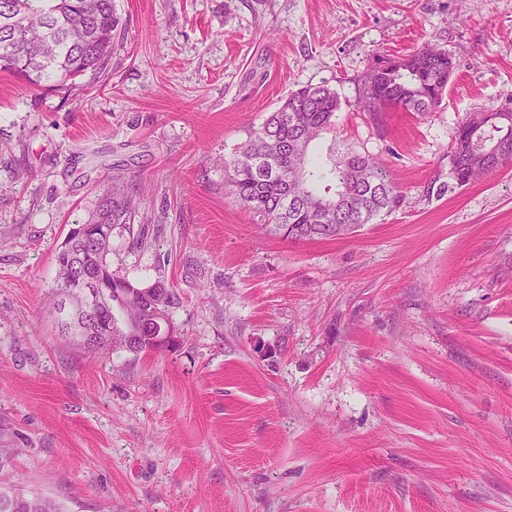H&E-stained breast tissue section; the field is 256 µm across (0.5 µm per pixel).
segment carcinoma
<instances>
[{
  "instance_id": "obj_1",
  "label": "carcinoma",
  "mask_w": 512,
  "mask_h": 512,
  "mask_svg": "<svg viewBox=\"0 0 512 512\" xmlns=\"http://www.w3.org/2000/svg\"><path fill=\"white\" fill-rule=\"evenodd\" d=\"M120 19L112 0H0V71L16 75L33 86L54 78L60 83L84 76L106 74ZM408 62L386 61L374 67L364 81L361 108L365 112H434L448 88V53L428 58L420 52ZM340 108L336 91L327 85H306L293 90L251 131L234 154L222 158L224 183L235 201L253 213L260 226L290 241L350 235L380 215L398 209L402 194L387 165L377 156L347 149L310 156L312 142L333 126ZM481 113L474 112L458 128L449 155L453 184L463 187L512 163V122L472 136ZM500 142L501 157L491 164L485 152L489 142ZM296 151L304 162L303 178L285 188L282 180L254 168L263 157L275 160L282 149ZM298 203L284 204L285 192ZM133 192L121 185L100 198L91 223L129 234L132 249L145 248L134 232ZM58 267L54 292L63 298L78 291L66 267L79 265L89 272L105 269L112 288L104 295L97 316L103 328L92 335L80 329L84 315L74 313L57 322L59 333L101 355L123 349L133 355L155 351L150 332L132 316L139 310L145 320L162 305V316L173 323L180 295L163 280L145 285L112 268V247L95 251L90 243L75 240L70 249L55 255ZM0 512H64L54 499L27 496L0 488Z\"/></svg>"
}]
</instances>
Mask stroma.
Here are the masks:
<instances>
[{"label": "stroma", "instance_id": "35a3bbf8", "mask_svg": "<svg viewBox=\"0 0 512 512\" xmlns=\"http://www.w3.org/2000/svg\"><path fill=\"white\" fill-rule=\"evenodd\" d=\"M108 76L0 72V472L67 512H512V166L449 188L471 113L512 108V0H113ZM431 46L433 112L362 111ZM335 89L313 146L387 163L403 200L292 242L217 161L288 91ZM149 246L112 265L181 294L176 347L61 338L55 255L113 178Z\"/></svg>", "mask_w": 512, "mask_h": 512}]
</instances>
